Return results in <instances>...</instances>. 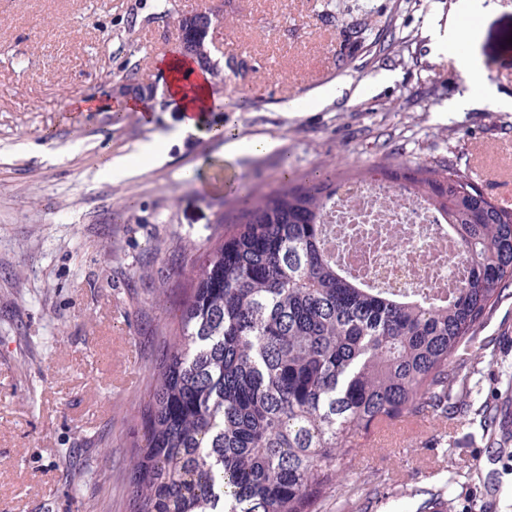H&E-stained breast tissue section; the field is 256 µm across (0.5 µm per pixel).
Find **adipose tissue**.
Returning <instances> with one entry per match:
<instances>
[{
	"label": "adipose tissue",
	"mask_w": 512,
	"mask_h": 512,
	"mask_svg": "<svg viewBox=\"0 0 512 512\" xmlns=\"http://www.w3.org/2000/svg\"><path fill=\"white\" fill-rule=\"evenodd\" d=\"M473 38L470 27H459L448 50V60L458 71L462 72L468 85L481 86L483 98L487 105L495 108L503 107L490 86H487L485 75L473 63L467 47ZM168 74V89L172 97L178 99L184 112V124L196 126L212 104L213 95L209 82L196 72L193 61L180 56L168 58L163 63Z\"/></svg>",
	"instance_id": "1"
}]
</instances>
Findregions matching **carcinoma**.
Segmentation results:
<instances>
[{
  "label": "carcinoma",
  "mask_w": 512,
  "mask_h": 512,
  "mask_svg": "<svg viewBox=\"0 0 512 512\" xmlns=\"http://www.w3.org/2000/svg\"><path fill=\"white\" fill-rule=\"evenodd\" d=\"M193 53L208 33L179 17ZM121 80L143 95L138 67ZM448 215L469 266L446 302L396 298L344 276L323 237L331 175L280 185L224 211L165 343L141 411L131 512H311L345 493L350 451L379 422L448 416L460 353L512 285V210L454 166L398 165Z\"/></svg>",
  "instance_id": "carcinoma-1"
}]
</instances>
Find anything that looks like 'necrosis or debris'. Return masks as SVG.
<instances>
[{
  "label": "necrosis or debris",
  "mask_w": 512,
  "mask_h": 512,
  "mask_svg": "<svg viewBox=\"0 0 512 512\" xmlns=\"http://www.w3.org/2000/svg\"><path fill=\"white\" fill-rule=\"evenodd\" d=\"M324 222L337 267L363 287L445 300L468 277L447 215L412 189L382 180L342 181Z\"/></svg>",
  "instance_id": "4bbe7bcc"
}]
</instances>
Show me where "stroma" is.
<instances>
[{
	"label": "stroma",
	"instance_id": "35a3bbf8",
	"mask_svg": "<svg viewBox=\"0 0 512 512\" xmlns=\"http://www.w3.org/2000/svg\"><path fill=\"white\" fill-rule=\"evenodd\" d=\"M200 0H0V512H129L134 439L176 332L192 257L225 204L294 176L453 164L512 196V110L448 103L462 75L428 33L472 22L468 51L512 100V0H224L216 107L183 128L76 112L127 66L164 79L175 16ZM220 126L223 137L211 130ZM165 138L140 173L108 157ZM234 140L265 150L227 157ZM465 406L393 446L354 448L349 500L320 512H512V288L478 333Z\"/></svg>",
	"mask_w": 512,
	"mask_h": 512
}]
</instances>
